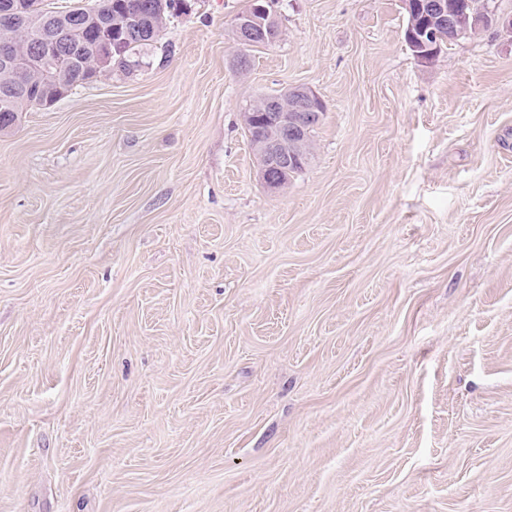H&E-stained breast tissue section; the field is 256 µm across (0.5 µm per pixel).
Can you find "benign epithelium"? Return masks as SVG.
<instances>
[{"label": "benign epithelium", "mask_w": 512, "mask_h": 512, "mask_svg": "<svg viewBox=\"0 0 512 512\" xmlns=\"http://www.w3.org/2000/svg\"><path fill=\"white\" fill-rule=\"evenodd\" d=\"M476 0H402L410 22L406 30V42L414 56L422 62L433 60L441 52L442 44L437 39L438 30L448 29V41L452 42L462 36L461 26L466 25L478 33L485 28L500 24L512 30V16L503 18L492 10L475 8ZM0 19L10 21L15 29L27 32L36 27L35 42L44 50V56H21L15 54L9 42L0 44V62L17 70H38L49 75L51 72L61 74L71 65V59L65 51L71 41L82 31L70 25L60 17L54 24H33L19 0H3L0 3ZM267 24L271 30V40L280 37L281 27L275 18L263 22L249 17L238 24V41L244 46L251 44L255 37L253 27ZM96 61L107 66L111 63L112 52L110 39L101 37L88 45ZM281 104L275 94L266 96L263 107L271 111L276 134H271L263 126L265 119H257L253 112L244 113L246 125L259 134L262 142L261 157L264 163L263 175L279 164L295 166L304 161L301 145L306 133L322 117L324 103L318 94L310 88L296 87L288 90V105L283 111H277Z\"/></svg>", "instance_id": "obj_1"}]
</instances>
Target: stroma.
Wrapping results in <instances>:
<instances>
[{"instance_id":"obj_1","label":"stroma","mask_w":512,"mask_h":512,"mask_svg":"<svg viewBox=\"0 0 512 512\" xmlns=\"http://www.w3.org/2000/svg\"><path fill=\"white\" fill-rule=\"evenodd\" d=\"M250 3L0 129V512H512V35ZM295 86L272 190L243 114ZM253 3L249 6L248 9L241 12L237 15L235 19V30L236 25L238 24V41L241 45L251 46L252 39L255 37V31L253 30V26L263 25L264 22L262 20L256 19L254 17H249V19L245 20L248 14L253 13ZM241 21V22H240ZM261 97L250 104L243 116L245 124L259 134V139L262 142L260 155L264 163L263 175H265L270 187L275 188L276 185L271 182L268 170L277 166V163L284 165L279 169L273 168L270 171L271 177L277 181V185L281 188L288 184L289 179L294 174L303 171L305 168L304 166H288L302 165L304 155L301 152V145L310 127L321 119L324 103L318 94L310 88L296 87L289 89L288 105L284 107L283 112H267L271 115L273 125L276 126V134L273 135L267 127L261 126L266 118L255 115V112L276 110L281 101L275 94L267 95L262 101L265 110L256 103ZM257 117L261 118L260 121H257Z\"/></svg>"}]
</instances>
